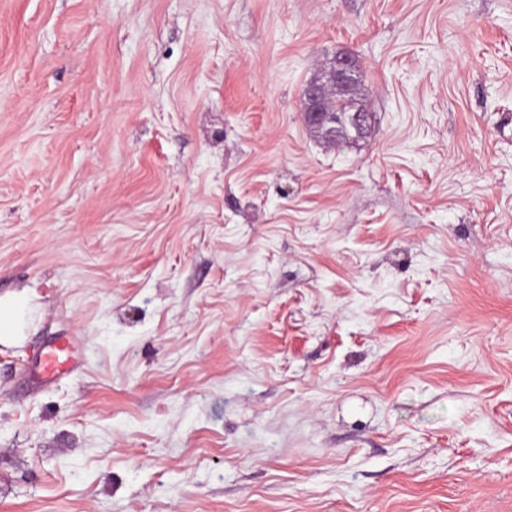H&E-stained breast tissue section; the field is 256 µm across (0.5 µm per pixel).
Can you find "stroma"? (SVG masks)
<instances>
[{
    "label": "stroma",
    "instance_id": "stroma-1",
    "mask_svg": "<svg viewBox=\"0 0 512 512\" xmlns=\"http://www.w3.org/2000/svg\"><path fill=\"white\" fill-rule=\"evenodd\" d=\"M3 303L0 512H512V0H0ZM360 66L350 56H339L333 64L307 82L301 91L303 115L308 129L327 147H336V130L348 127L365 135L372 128V114L357 107L350 112H327L324 102L337 94H351L359 80ZM38 354L44 382L55 380L73 367L71 362L75 357L69 339H58L53 348L48 351L42 348Z\"/></svg>",
    "mask_w": 512,
    "mask_h": 512
}]
</instances>
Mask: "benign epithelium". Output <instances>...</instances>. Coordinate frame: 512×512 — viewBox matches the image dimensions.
<instances>
[{
    "instance_id": "obj_1",
    "label": "benign epithelium",
    "mask_w": 512,
    "mask_h": 512,
    "mask_svg": "<svg viewBox=\"0 0 512 512\" xmlns=\"http://www.w3.org/2000/svg\"><path fill=\"white\" fill-rule=\"evenodd\" d=\"M360 66L350 56H339L333 64L307 82L301 91L304 120L308 129L325 146L339 144L336 130L348 127L365 135L372 128V114L357 107L350 112H328L324 102L338 94H349L356 88Z\"/></svg>"
}]
</instances>
